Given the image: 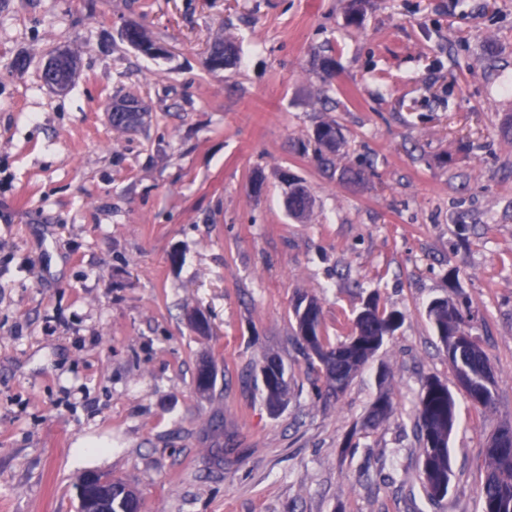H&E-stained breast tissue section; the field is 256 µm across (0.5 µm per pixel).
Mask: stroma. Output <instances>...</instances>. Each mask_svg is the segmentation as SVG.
<instances>
[{
  "mask_svg": "<svg viewBox=\"0 0 512 512\" xmlns=\"http://www.w3.org/2000/svg\"><path fill=\"white\" fill-rule=\"evenodd\" d=\"M132 24L160 53L122 39ZM220 40L237 59L212 70ZM60 48L77 62L63 92L41 79ZM130 96L145 122L115 132L107 107ZM324 122L343 135L326 169ZM291 179L313 199L301 221ZM372 294L400 326L342 395L316 396L297 302L337 343ZM448 296L471 303L491 408L428 317ZM431 378L461 412L435 502L412 414ZM382 392L395 416L363 429ZM505 422L512 0H0V512H79L89 471L142 512H481ZM264 365H266L270 369H278L282 373V377L280 380L276 378H267L266 380H263V378L261 377L263 401L270 413H276L280 411L285 404V370L283 365L275 360L267 361Z\"/></svg>",
  "mask_w": 512,
  "mask_h": 512,
  "instance_id": "1",
  "label": "stroma"
}]
</instances>
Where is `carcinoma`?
<instances>
[{
    "label": "carcinoma",
    "instance_id": "obj_1",
    "mask_svg": "<svg viewBox=\"0 0 512 512\" xmlns=\"http://www.w3.org/2000/svg\"><path fill=\"white\" fill-rule=\"evenodd\" d=\"M130 43L144 53L155 47L141 28L128 34ZM141 112L112 113V128L118 132L141 125ZM316 142L333 152L338 141V130L333 123H323L315 131ZM288 212L300 219L310 211L312 200L292 193L286 199ZM311 311H303V303L294 309L298 336L307 353L319 363L327 391L336 393V385L348 386L355 373L363 368L382 348L385 339L399 326L402 315L379 311L373 299L365 301L354 321V332L346 341L331 344L322 333L321 311L317 302ZM429 318L437 338L448 353V359L457 375L468 379L466 393L474 407L487 408L493 403L494 383L486 356L465 331L470 305L452 297L438 299L429 305ZM262 397L271 413L285 404V379L268 378L262 381ZM396 410L393 399L386 393L372 403L364 427H375L390 418ZM414 420L423 445L422 471L427 495L432 500L445 497L452 473L449 440L458 423L456 401L448 386L437 379L429 380L414 405ZM488 468L481 491L482 512H512V424L501 425L490 437L486 450ZM113 488L110 512H140L141 503L135 490H126L127 484L99 475Z\"/></svg>",
    "mask_w": 512,
    "mask_h": 512
}]
</instances>
